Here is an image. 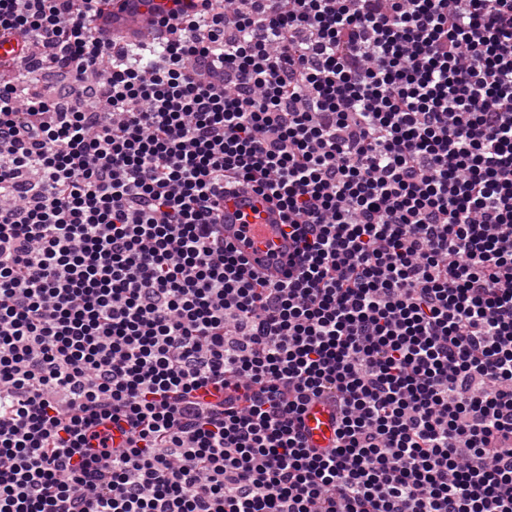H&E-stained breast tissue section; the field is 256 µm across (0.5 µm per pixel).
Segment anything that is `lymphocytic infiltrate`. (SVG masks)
<instances>
[{"label":"lymphocytic infiltrate","mask_w":512,"mask_h":512,"mask_svg":"<svg viewBox=\"0 0 512 512\" xmlns=\"http://www.w3.org/2000/svg\"><path fill=\"white\" fill-rule=\"evenodd\" d=\"M168 2L0 0V512H512V0ZM133 3L135 6V22L138 25H146L152 29L153 22L161 15L160 7L166 4V0H144ZM278 208L248 190L224 200V238L238 244L252 261L263 265L262 272L279 276L267 267L272 252L280 255L288 243L280 235ZM304 433L310 446L328 448L335 435L336 424L330 410L321 403L311 404L303 416Z\"/></svg>","instance_id":"1"}]
</instances>
